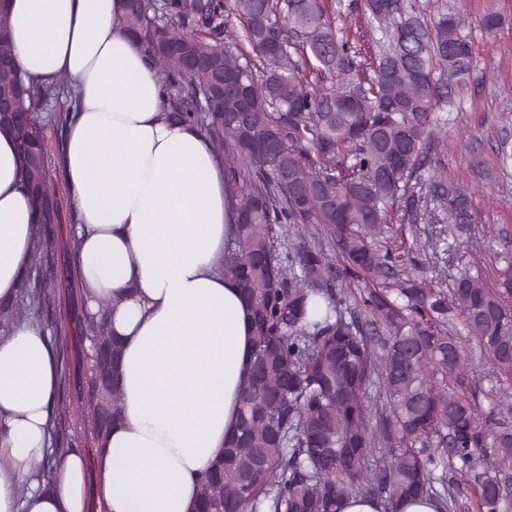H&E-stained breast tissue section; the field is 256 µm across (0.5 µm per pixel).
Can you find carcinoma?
<instances>
[{
    "label": "carcinoma",
    "mask_w": 512,
    "mask_h": 512,
    "mask_svg": "<svg viewBox=\"0 0 512 512\" xmlns=\"http://www.w3.org/2000/svg\"><path fill=\"white\" fill-rule=\"evenodd\" d=\"M122 22L157 68L165 115L197 128L224 159V274L251 310L252 359L232 437L199 480L196 512H341L350 498L398 512L431 497L459 512L512 503V408L481 407L461 335L512 380V304L464 272L448 295L403 276L394 225L431 224L427 202L459 229L476 222L443 167L448 117L437 111L469 75L471 42L452 11L427 19L404 0H122ZM360 12L380 37L358 48L340 18ZM240 29L228 32L229 18ZM0 4V132L37 218L29 267L0 306V330L56 299L40 274L65 270L75 242L61 223L43 112L76 94L26 78ZM74 396L102 445L120 417V348L109 311L75 293ZM71 447L39 465L48 481Z\"/></svg>",
    "instance_id": "1"
}]
</instances>
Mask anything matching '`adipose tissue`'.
Returning <instances> with one entry per match:
<instances>
[{
  "label": "adipose tissue",
  "mask_w": 512,
  "mask_h": 512,
  "mask_svg": "<svg viewBox=\"0 0 512 512\" xmlns=\"http://www.w3.org/2000/svg\"><path fill=\"white\" fill-rule=\"evenodd\" d=\"M23 74L70 79L77 114L63 172L80 222L77 277L89 307L111 298L121 418L98 454L105 512H194L198 479L231 436L252 356L250 313L220 263L224 163L196 128L163 116L159 78L120 0H8ZM37 224L0 133V300L26 272ZM58 367L33 321L0 334V512H88L87 463L52 448ZM54 417V428H53V448H56L60 441H62L63 438H69L70 435L73 433L74 422L66 421L63 422L62 425L59 423V421L56 419L55 413L53 412ZM73 423V425H72ZM72 447V446H71ZM70 446L64 447H58L55 450V453L47 458L44 463L39 465L38 468V474L37 479L38 480H45L49 481L50 477L53 475V473L57 470L62 458L68 454L70 451H73V449Z\"/></svg>",
  "instance_id": "adipose-tissue-1"
}]
</instances>
